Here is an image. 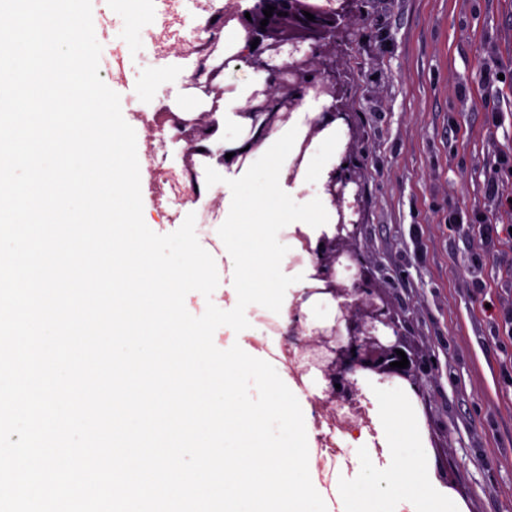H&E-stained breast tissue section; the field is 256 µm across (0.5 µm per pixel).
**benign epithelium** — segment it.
Returning <instances> with one entry per match:
<instances>
[{"label":"benign epithelium","mask_w":512,"mask_h":512,"mask_svg":"<svg viewBox=\"0 0 512 512\" xmlns=\"http://www.w3.org/2000/svg\"><path fill=\"white\" fill-rule=\"evenodd\" d=\"M248 2L244 8L240 0H228L224 19L205 31L215 41L219 30L234 22L241 28L245 43L244 49L226 59L210 77L219 76L233 61L266 74L240 111L242 117L259 125L252 145L258 146L261 137L277 123L287 121L307 97L327 103L321 117L310 122L311 133L332 123L347 129L336 165L323 183L324 192L336 208V223L312 249L311 275L322 285L321 292L338 300L341 317L330 330H312L303 345L325 352L318 366L325 384L323 402L347 405L359 416L362 409L353 376L360 373L382 383L408 381L415 385L422 365L419 354L408 349L400 315L386 286L370 274L367 258L357 244L364 216L366 167L358 117L350 107L352 89L341 68L340 55L342 46L363 20L361 0H331L329 7L314 13L312 21L303 15L300 0ZM269 5L274 12L268 19L263 10ZM264 19L268 20L265 27L260 25ZM256 39L259 43L253 49L251 44ZM398 349L409 361L405 368L390 366L401 360Z\"/></svg>","instance_id":"benign-epithelium-1"}]
</instances>
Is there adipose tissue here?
Here are the masks:
<instances>
[{
    "label": "adipose tissue",
    "instance_id": "adipose-tissue-1",
    "mask_svg": "<svg viewBox=\"0 0 512 512\" xmlns=\"http://www.w3.org/2000/svg\"><path fill=\"white\" fill-rule=\"evenodd\" d=\"M157 78L145 73L140 92L153 99L155 109H168L171 118L165 126L167 139H174L183 124L195 121L198 108L205 101L201 89L167 101L158 100ZM212 127L197 137L196 148L204 157L224 160L228 151L248 140L245 121L232 104H225L211 116ZM365 396L378 417V438L382 453H373L367 438H359L352 459V473L346 480L343 512H447L448 494L430 475L420 442L406 411L405 396L398 386L367 384Z\"/></svg>",
    "mask_w": 512,
    "mask_h": 512
}]
</instances>
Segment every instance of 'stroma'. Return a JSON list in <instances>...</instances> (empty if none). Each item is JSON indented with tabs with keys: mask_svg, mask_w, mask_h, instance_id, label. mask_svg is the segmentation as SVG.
<instances>
[{
	"mask_svg": "<svg viewBox=\"0 0 512 512\" xmlns=\"http://www.w3.org/2000/svg\"><path fill=\"white\" fill-rule=\"evenodd\" d=\"M341 66L366 153L359 242L424 358L409 412L451 512H512V0H361ZM115 72L165 73L174 56L122 55ZM320 457L340 508L355 454Z\"/></svg>",
	"mask_w": 512,
	"mask_h": 512,
	"instance_id": "35a3bbf8",
	"label": "stroma"
}]
</instances>
